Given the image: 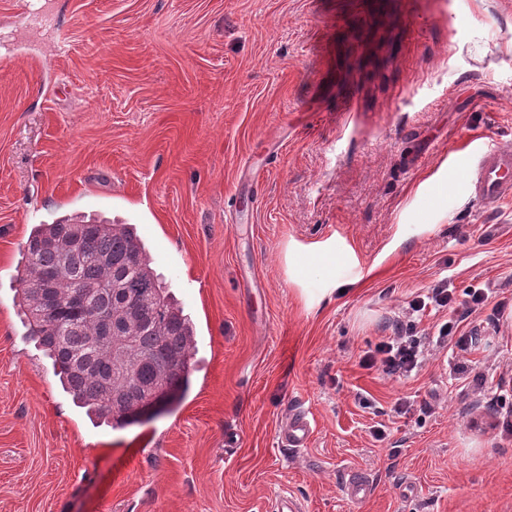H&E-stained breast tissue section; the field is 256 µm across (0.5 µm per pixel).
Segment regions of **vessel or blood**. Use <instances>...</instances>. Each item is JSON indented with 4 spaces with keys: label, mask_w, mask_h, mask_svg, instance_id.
<instances>
[{
    "label": "vessel or blood",
    "mask_w": 512,
    "mask_h": 512,
    "mask_svg": "<svg viewBox=\"0 0 512 512\" xmlns=\"http://www.w3.org/2000/svg\"><path fill=\"white\" fill-rule=\"evenodd\" d=\"M468 179L474 199L492 206L512 195V147L490 146L483 150L472 167ZM313 433L312 421L306 413L287 414L278 425V441L285 448H303Z\"/></svg>",
    "instance_id": "b4317fda"
}]
</instances>
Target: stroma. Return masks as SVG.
Instances as JSON below:
<instances>
[{
	"instance_id": "35a3bbf8",
	"label": "stroma",
	"mask_w": 512,
	"mask_h": 512,
	"mask_svg": "<svg viewBox=\"0 0 512 512\" xmlns=\"http://www.w3.org/2000/svg\"><path fill=\"white\" fill-rule=\"evenodd\" d=\"M507 144L512 0H0V512H512V197L467 186ZM71 213L135 225L196 325L187 392L123 428L15 305L30 229ZM445 278L489 295L482 383L443 351L361 368ZM313 433V425L305 412L287 414L278 425V441L283 448H305Z\"/></svg>"
}]
</instances>
